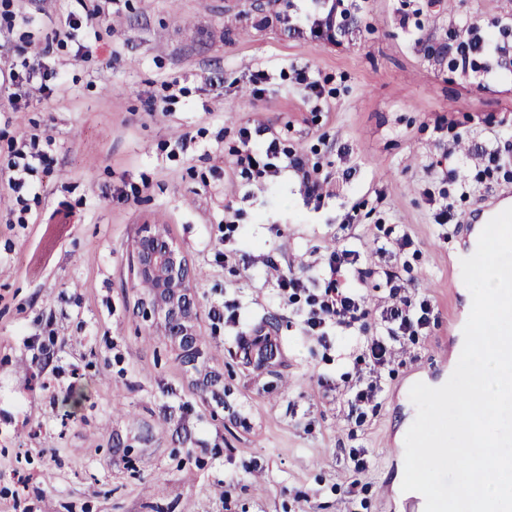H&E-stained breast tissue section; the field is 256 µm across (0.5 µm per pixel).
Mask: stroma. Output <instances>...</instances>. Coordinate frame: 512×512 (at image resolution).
I'll return each mask as SVG.
<instances>
[{
	"label": "stroma",
	"mask_w": 512,
	"mask_h": 512,
	"mask_svg": "<svg viewBox=\"0 0 512 512\" xmlns=\"http://www.w3.org/2000/svg\"><path fill=\"white\" fill-rule=\"evenodd\" d=\"M84 3L0 0V57L41 48L65 84L17 112L0 97V180L25 131L50 136L57 161L0 194V512H410L389 451L416 417L411 384L447 381L448 336L470 314L452 266L466 227L436 213L447 203L463 220L512 193V161L467 145H512V72L457 70L455 36L512 20V0H343L320 36L285 29L305 0H100V18L57 38ZM257 124L317 168L321 207L295 173L239 176L230 149ZM143 224L195 269V364L138 314ZM403 234L405 294L434 320L358 425L345 405L355 336L318 346L307 294L280 297L271 273L310 277L337 241L366 253ZM253 329L276 340L274 361L239 347Z\"/></svg>",
	"instance_id": "obj_1"
}]
</instances>
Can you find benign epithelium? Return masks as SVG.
I'll use <instances>...</instances> for the list:
<instances>
[{
	"label": "benign epithelium",
	"instance_id": "obj_1",
	"mask_svg": "<svg viewBox=\"0 0 512 512\" xmlns=\"http://www.w3.org/2000/svg\"><path fill=\"white\" fill-rule=\"evenodd\" d=\"M132 260L137 273L153 284L152 297L140 302L142 317L147 321L163 317L166 335L178 341L184 358L195 364L199 350L192 322L197 303L190 263L164 230L152 224L143 225Z\"/></svg>",
	"mask_w": 512,
	"mask_h": 512
}]
</instances>
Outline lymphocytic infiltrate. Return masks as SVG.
Masks as SVG:
<instances>
[{
	"mask_svg": "<svg viewBox=\"0 0 512 512\" xmlns=\"http://www.w3.org/2000/svg\"><path fill=\"white\" fill-rule=\"evenodd\" d=\"M508 31L511 30L507 26H499L500 37L495 40L482 33L479 27L468 26L465 35L456 43L453 57L456 68L464 73L478 71L477 59L481 56L504 60L507 48L503 37ZM57 78V73L48 70L36 55L18 64L0 62V90L7 92L8 102L13 107L31 92L49 91L51 81ZM43 139V134L34 132L13 145L9 165L14 174L8 179L11 189L23 188V173L38 166L50 169L53 159L39 147ZM232 154L241 176L276 177L289 169L301 176L308 197L318 200L323 196V183L308 169L304 158L283 152L278 138L266 137L264 128H241ZM321 271L323 285L305 320L307 335L315 337L326 348L330 345L329 331L332 328L349 329L371 317L376 318L379 325L376 334L366 337L361 354L354 359L355 367L363 366L370 372L369 378L359 379L348 400L349 417L360 420L366 406L382 390L381 371L392 362L404 337L415 335L428 326L432 308L425 301L412 305L402 294L404 285L398 272L391 267L383 272L389 302L380 312H373L358 289L346 287L341 281L347 271L361 282L375 273L373 267L362 265L360 251L350 244H343L327 253L321 260Z\"/></svg>",
	"mask_w": 512,
	"mask_h": 512,
	"instance_id": "lymphocytic-infiltrate-1",
	"label": "lymphocytic infiltrate"
}]
</instances>
